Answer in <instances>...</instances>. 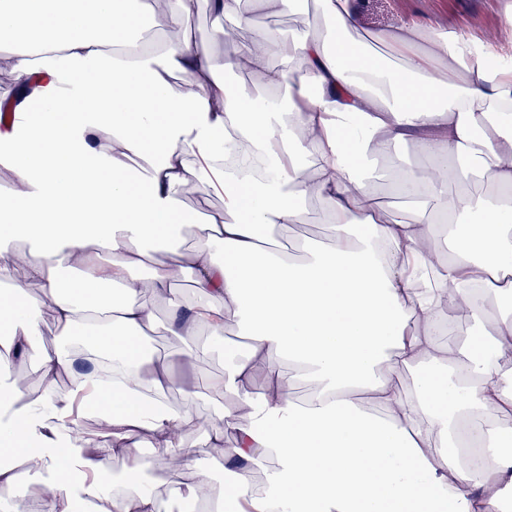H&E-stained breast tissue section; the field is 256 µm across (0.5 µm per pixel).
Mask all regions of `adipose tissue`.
Returning <instances> with one entry per match:
<instances>
[{
  "mask_svg": "<svg viewBox=\"0 0 512 512\" xmlns=\"http://www.w3.org/2000/svg\"><path fill=\"white\" fill-rule=\"evenodd\" d=\"M316 2L321 27L285 40L241 38L243 0H211V36L232 46L224 71L250 68L263 88L250 94L218 78L205 41L132 50L143 15L181 29L186 0H0L12 45L0 69L17 84L0 125L13 172L0 238L27 242L0 248V331L43 384L30 399L0 365V453L51 475L39 512H75L82 498L160 512L135 478L139 440L174 458L191 429L237 468L222 492L202 463L181 487L218 512H501L512 491V67L501 60L512 46L413 18L365 37L354 0ZM406 139L425 166L398 155ZM383 162L414 206L379 203ZM216 176L224 210L184 247L177 227L191 215L178 203ZM476 180L492 194L471 191ZM311 199L326 205L330 240L288 260L275 236ZM437 236L448 258L420 292ZM147 292L166 299L165 331L191 355L228 324L247 339L225 348L224 375L206 387L214 416L168 405L179 383L142 351L156 319ZM443 293L477 323L495 298L494 335L439 340L453 325ZM48 318L79 345L44 349ZM84 357L111 364V381L77 378ZM89 415L108 441L85 452L70 434ZM118 455L130 476L105 484Z\"/></svg>",
  "mask_w": 512,
  "mask_h": 512,
  "instance_id": "1",
  "label": "adipose tissue"
}]
</instances>
